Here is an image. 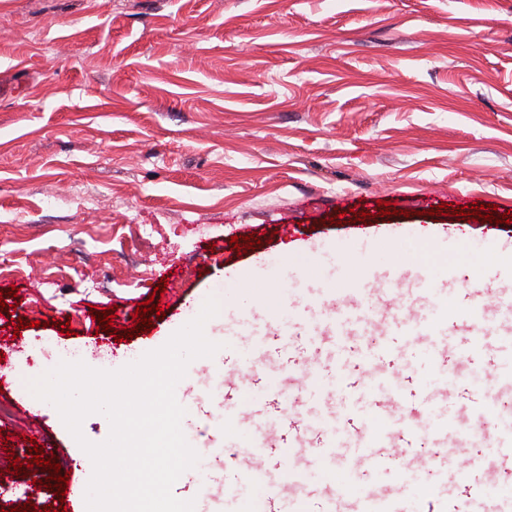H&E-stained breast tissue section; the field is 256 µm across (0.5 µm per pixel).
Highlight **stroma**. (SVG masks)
Here are the masks:
<instances>
[{
    "label": "stroma",
    "instance_id": "35a3bbf8",
    "mask_svg": "<svg viewBox=\"0 0 512 512\" xmlns=\"http://www.w3.org/2000/svg\"><path fill=\"white\" fill-rule=\"evenodd\" d=\"M461 198L512 213V0H0V289L17 290L0 310V343L31 322L5 355L0 462L27 459L35 443L71 485L61 499L0 472V506L85 512L73 492L91 475L82 450L27 388L52 367L46 345L96 369L111 350L117 369L216 297L212 332L240 395L228 426L261 425L252 374L278 383L285 371L278 358L256 361V344L284 322L305 351L311 317L348 289L336 280L341 255L358 256L373 294L393 252L438 272L436 303L422 312L435 335L394 345L415 394L430 398V427L456 442L469 410L432 394L453 384L433 363L458 340L443 315L462 285L443 260L461 237L474 254L494 248L512 288V223L490 231L425 212ZM344 200L365 222L343 214ZM381 200L397 214L378 216ZM250 234L257 244L237 253L231 237ZM312 259L318 276L300 278ZM163 279V316L115 341ZM112 306L108 334L92 314ZM487 316L498 329L491 394L512 400V326ZM333 379L329 370L296 388L305 417H342ZM423 453L417 442L388 462L377 448L340 447L331 474L309 446L291 461L308 492L352 466L363 491L399 492V512H424V499L447 501L461 477Z\"/></svg>",
    "mask_w": 512,
    "mask_h": 512
}]
</instances>
